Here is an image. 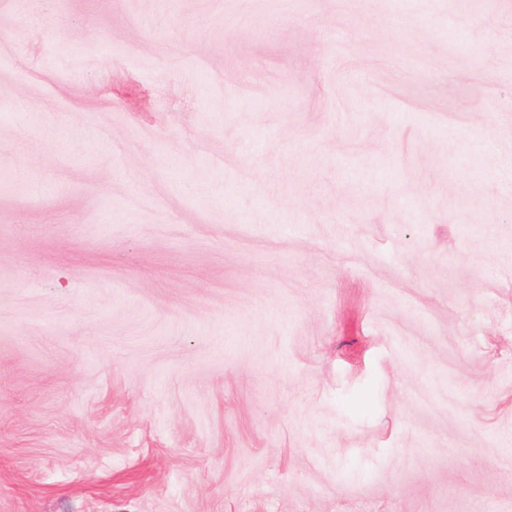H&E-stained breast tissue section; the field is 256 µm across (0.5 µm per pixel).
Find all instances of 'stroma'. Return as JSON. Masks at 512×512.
Instances as JSON below:
<instances>
[{
  "mask_svg": "<svg viewBox=\"0 0 512 512\" xmlns=\"http://www.w3.org/2000/svg\"><path fill=\"white\" fill-rule=\"evenodd\" d=\"M0 512H512V0H0Z\"/></svg>",
  "mask_w": 512,
  "mask_h": 512,
  "instance_id": "1",
  "label": "stroma"
}]
</instances>
